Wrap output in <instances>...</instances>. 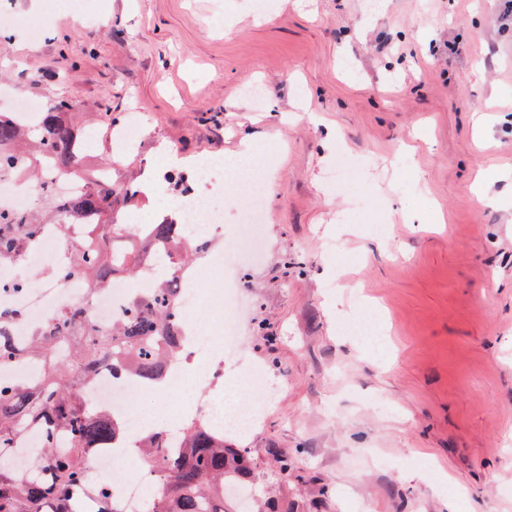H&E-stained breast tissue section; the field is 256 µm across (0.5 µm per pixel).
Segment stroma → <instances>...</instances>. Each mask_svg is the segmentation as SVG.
Here are the masks:
<instances>
[{
	"label": "stroma",
	"instance_id": "1",
	"mask_svg": "<svg viewBox=\"0 0 512 512\" xmlns=\"http://www.w3.org/2000/svg\"><path fill=\"white\" fill-rule=\"evenodd\" d=\"M501 0H0V112L74 102L144 147L114 178L252 148L240 269L267 412L228 440L256 512H512V19ZM42 17L32 42L20 27ZM487 173L495 206L472 185ZM385 330L374 347L351 326ZM286 460L280 474L278 460ZM228 172L233 178L238 194L245 202L242 222L237 231L239 244L245 246L253 241L258 230L257 224L260 222L265 194L264 174L244 163L230 166Z\"/></svg>",
	"mask_w": 512,
	"mask_h": 512
}]
</instances>
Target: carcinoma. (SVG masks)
Wrapping results in <instances>:
<instances>
[{
	"mask_svg": "<svg viewBox=\"0 0 512 512\" xmlns=\"http://www.w3.org/2000/svg\"><path fill=\"white\" fill-rule=\"evenodd\" d=\"M70 109L71 104L56 102L41 112L32 149L0 154V178L37 169L43 189L49 191L46 165L62 176L78 174L83 155L80 134L67 119ZM25 129L14 118H0V147L23 142ZM140 194L113 186L99 172L85 182L82 193L51 198L55 216L67 227L97 217V223L85 227L88 243L72 253V263L61 268L60 276L85 274L88 291L95 294L117 271L137 269L155 258L170 265L187 261L192 245L181 225L167 221L135 232L115 221L114 213L134 206ZM41 230L30 213H0V265L22 261L21 243L38 241ZM132 234L139 244L125 251L109 246L110 238ZM174 292L166 276L158 275L153 294L133 295L124 316L108 330L98 328L88 306L80 304L28 328L14 345H6L0 334V365L29 364L43 370L40 378L0 384V512H78L79 492L95 505V512H125L112 487L94 482L89 474L91 459L101 449L123 447L124 427L107 409L88 406L82 386L108 365L146 384L164 381L180 359L185 339ZM33 429L40 431L41 440L19 467L15 453ZM140 444L155 478L141 512H224V488L251 476L249 452L224 442V433L205 420L189 423L173 437L149 432Z\"/></svg>",
	"mask_w": 512,
	"mask_h": 512,
	"instance_id": "cac0c4a2",
	"label": "carcinoma"
}]
</instances>
